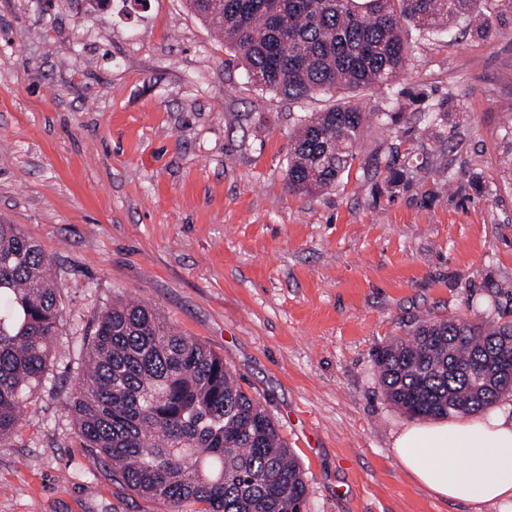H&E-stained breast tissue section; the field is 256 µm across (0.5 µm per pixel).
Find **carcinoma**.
Masks as SVG:
<instances>
[{
    "label": "carcinoma",
    "mask_w": 512,
    "mask_h": 512,
    "mask_svg": "<svg viewBox=\"0 0 512 512\" xmlns=\"http://www.w3.org/2000/svg\"><path fill=\"white\" fill-rule=\"evenodd\" d=\"M224 32L256 85L289 100L390 84L421 31L472 15L476 0H187ZM366 113L337 103L301 121L288 181L314 194L336 186L363 137ZM53 267L16 224L0 221V441L44 379L61 311ZM512 359V325L426 320L378 355L386 398L419 418L463 416L512 391L487 353ZM86 379L68 410L88 456L112 482L171 512H298L304 472L264 406L224 358L180 334L143 302L118 300L97 316Z\"/></svg>",
    "instance_id": "carcinoma-1"
}]
</instances>
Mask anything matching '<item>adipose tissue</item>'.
Returning <instances> with one entry per match:
<instances>
[{"instance_id": "obj_1", "label": "adipose tissue", "mask_w": 512, "mask_h": 512, "mask_svg": "<svg viewBox=\"0 0 512 512\" xmlns=\"http://www.w3.org/2000/svg\"><path fill=\"white\" fill-rule=\"evenodd\" d=\"M393 446L402 466L440 497L512 507V405L452 421L405 424Z\"/></svg>"}]
</instances>
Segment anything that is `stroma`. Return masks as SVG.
Wrapping results in <instances>:
<instances>
[{
	"label": "stroma",
	"mask_w": 512,
	"mask_h": 512,
	"mask_svg": "<svg viewBox=\"0 0 512 512\" xmlns=\"http://www.w3.org/2000/svg\"><path fill=\"white\" fill-rule=\"evenodd\" d=\"M90 2L0 0V220L40 244L62 313L0 442V512H170L113 484L66 408L116 298L223 356L293 449L303 512H496L403 468L375 357L424 320L512 323V0L404 25L400 82L357 93L376 118L314 196L288 185L290 137L334 97L253 84L185 0Z\"/></svg>",
	"instance_id": "stroma-1"
}]
</instances>
